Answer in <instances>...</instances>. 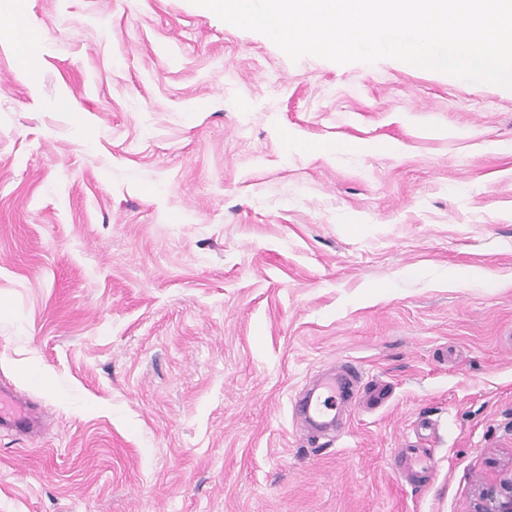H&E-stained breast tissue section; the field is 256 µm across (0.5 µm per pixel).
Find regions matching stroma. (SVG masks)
I'll return each mask as SVG.
<instances>
[{"instance_id": "1", "label": "stroma", "mask_w": 512, "mask_h": 512, "mask_svg": "<svg viewBox=\"0 0 512 512\" xmlns=\"http://www.w3.org/2000/svg\"><path fill=\"white\" fill-rule=\"evenodd\" d=\"M0 19L46 44L0 35V386L43 423L0 430V512H470L512 458V90L192 0ZM10 34L13 41L23 50L22 65L24 70L33 74L37 68L44 51V43L32 30L12 23ZM346 393L343 378L329 379L317 388L312 395L295 406L298 415L313 423H324L329 412L335 409L336 399H342Z\"/></svg>"}]
</instances>
